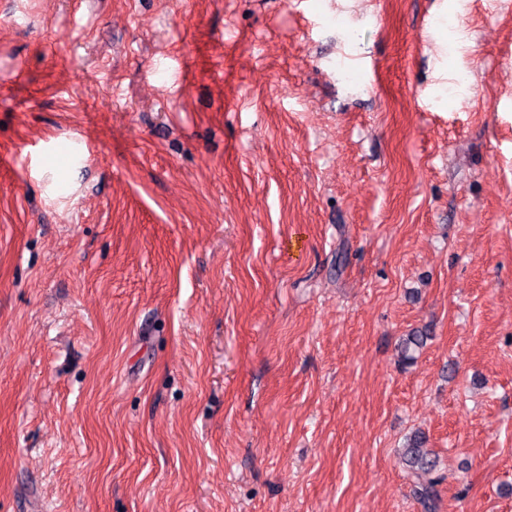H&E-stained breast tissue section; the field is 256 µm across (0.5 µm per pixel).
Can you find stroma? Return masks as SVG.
I'll list each match as a JSON object with an SVG mask.
<instances>
[{"label": "stroma", "mask_w": 512, "mask_h": 512, "mask_svg": "<svg viewBox=\"0 0 512 512\" xmlns=\"http://www.w3.org/2000/svg\"><path fill=\"white\" fill-rule=\"evenodd\" d=\"M416 429L512 512V0H0V512H424Z\"/></svg>", "instance_id": "35a3bbf8"}]
</instances>
